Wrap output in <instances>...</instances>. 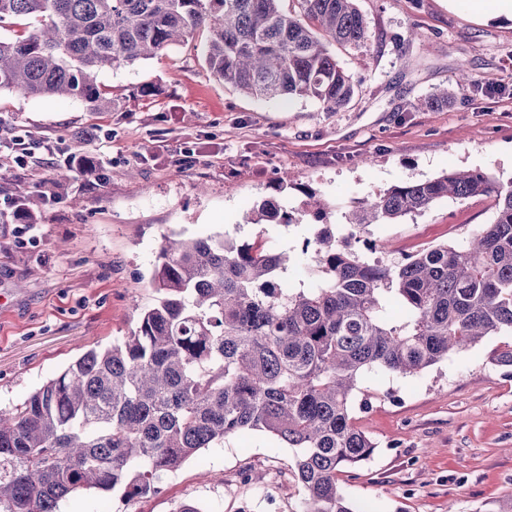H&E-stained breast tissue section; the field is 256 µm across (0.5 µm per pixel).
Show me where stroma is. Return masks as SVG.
I'll return each mask as SVG.
<instances>
[{
	"mask_svg": "<svg viewBox=\"0 0 512 512\" xmlns=\"http://www.w3.org/2000/svg\"><path fill=\"white\" fill-rule=\"evenodd\" d=\"M364 44H330L357 87L336 112L305 99L255 98L214 78L201 45L99 72L119 108L0 90V134L25 137L30 157L0 163V203L24 200L37 229L0 223V409L23 402L90 349L136 328L164 236L254 240L247 216L285 196L294 223L267 225L276 244L301 246L314 216L303 189L322 195L330 223L357 202L451 169L512 182V14L497 0H358ZM420 41L405 45L410 31ZM467 66L475 83L460 88ZM141 87L153 88L148 97ZM447 89L448 102L419 108ZM51 141L54 152L42 149ZM82 151L99 179L59 183ZM291 183L279 190L277 178ZM487 199H443L369 237L412 253L491 219ZM505 331L415 377L362 380L357 424L376 445L340 484L360 512H496L512 495V368L494 364ZM292 449L262 432L188 459L160 490L130 502L76 492L59 512H298L303 489Z\"/></svg>",
	"mask_w": 512,
	"mask_h": 512,
	"instance_id": "1",
	"label": "stroma"
}]
</instances>
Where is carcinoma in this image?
Wrapping results in <instances>:
<instances>
[{
	"mask_svg": "<svg viewBox=\"0 0 512 512\" xmlns=\"http://www.w3.org/2000/svg\"><path fill=\"white\" fill-rule=\"evenodd\" d=\"M0 0V89L79 98L112 110L97 74L187 45L205 30L211 74L257 97L310 99L335 112L356 85L327 42L360 45L357 0ZM493 200L494 217L464 244L370 263L353 244L444 198ZM253 224L288 227L271 199ZM352 238L324 224L301 249L263 236L164 237L156 299L136 329L91 349L23 402L0 410V512H57L78 490L129 502L204 448L261 431L294 449L302 512H356L342 469L375 446L356 425L369 374L416 375L487 336L512 331V182L483 171L407 181L348 211ZM313 263H308L309 258ZM310 264V284L278 288Z\"/></svg>",
	"mask_w": 512,
	"mask_h": 512,
	"instance_id": "obj_1",
	"label": "carcinoma"
}]
</instances>
